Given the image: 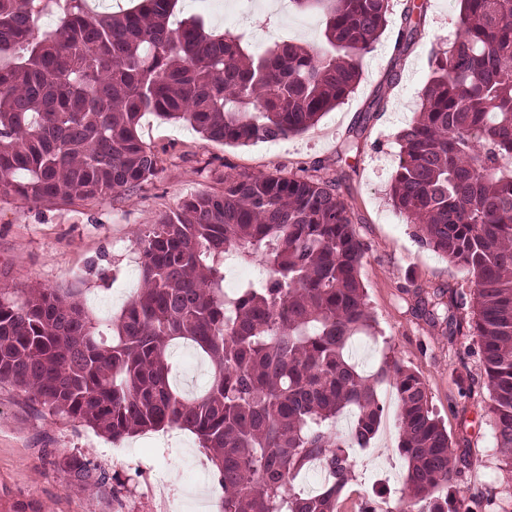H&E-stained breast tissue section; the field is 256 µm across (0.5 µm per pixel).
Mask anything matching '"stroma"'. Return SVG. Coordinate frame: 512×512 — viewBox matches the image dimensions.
Masks as SVG:
<instances>
[{"label": "stroma", "instance_id": "stroma-1", "mask_svg": "<svg viewBox=\"0 0 512 512\" xmlns=\"http://www.w3.org/2000/svg\"><path fill=\"white\" fill-rule=\"evenodd\" d=\"M421 17L404 54L395 41L407 4ZM458 0H390L388 23L359 58L355 90L310 129L245 147L205 139L189 122L143 115L138 133L154 151L160 175L133 191L35 204L0 194V288L15 296L43 287L76 285L100 331H108L140 286L136 231L175 211L197 193L220 194L228 176H260L275 169L338 182L365 246L359 269L374 316L370 334L351 348L362 369L376 370L391 356L424 383L430 405L448 430L462 478L461 498L481 497L484 512H512L502 481L478 336L471 305L447 307L450 292L473 296V277L423 245L415 225L395 222L389 198L399 132L421 108L432 77L430 57L459 35ZM321 16L282 12L279 0H253L238 26L250 46L278 37L317 50L324 44ZM382 111H372L373 101ZM436 303L435 317L424 312ZM387 430L369 447L353 449L352 476L340 512H356L360 496L390 512L404 489L406 463L398 451L397 403L381 388ZM80 455L119 486L108 500L73 486L59 460ZM202 482L186 483L188 468ZM196 436L178 428L135 434L119 441L77 420L50 413L20 389L0 384V512H217L220 488Z\"/></svg>", "mask_w": 512, "mask_h": 512}]
</instances>
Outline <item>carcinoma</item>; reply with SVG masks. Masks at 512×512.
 Instances as JSON below:
<instances>
[{"instance_id":"obj_1","label":"carcinoma","mask_w":512,"mask_h":512,"mask_svg":"<svg viewBox=\"0 0 512 512\" xmlns=\"http://www.w3.org/2000/svg\"><path fill=\"white\" fill-rule=\"evenodd\" d=\"M51 1L61 16L42 33L35 18ZM177 2L138 0L112 15L83 0H0V194L65 202L157 177L138 134L146 112L233 146L306 131L353 92L355 54L380 37L390 7L292 0L324 14L329 49L284 42L260 54L200 16L173 22ZM460 5V37L435 52L420 112L398 136L390 198L427 246L476 279L496 448L512 461V0ZM137 238L141 287L108 338L73 288L22 299L0 288V384L115 441L190 431L216 468L220 512H339L349 449L375 436L389 385L407 462L396 512H473L451 494L461 472L448 467V432L418 375L388 356L366 374L348 356L372 316L363 244L336 183L280 170L227 176L222 194L184 199ZM230 255L267 275L225 295ZM179 342L211 365L192 397L172 384ZM347 412L344 433L334 424ZM313 461L321 490L287 489ZM62 465L91 493L106 483L80 456Z\"/></svg>"}]
</instances>
